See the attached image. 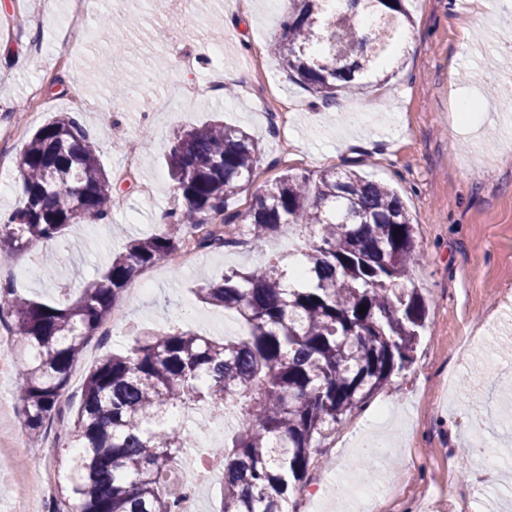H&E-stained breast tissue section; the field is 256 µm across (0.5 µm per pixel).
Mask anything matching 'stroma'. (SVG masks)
I'll return each mask as SVG.
<instances>
[{"mask_svg":"<svg viewBox=\"0 0 512 512\" xmlns=\"http://www.w3.org/2000/svg\"><path fill=\"white\" fill-rule=\"evenodd\" d=\"M87 23L97 39L64 41L59 22L72 0H0V128L17 137L0 175L9 182L0 194V213L22 204L16 160L32 134L54 113L76 114L93 142L104 169L122 191L104 224H76L62 239H43L16 255L0 275L11 278L28 298L55 302V283L70 298L103 273L129 239L158 228V212L173 207L165 155L176 133L221 119L257 137L264 151L252 181L229 201L246 213L255 196L270 188L283 170L318 175L351 168L386 183L405 202L415 226L422 260L410 271L408 287L421 289L427 319L413 363L395 375L358 415L346 419L325 440L321 469L310 472L313 494L300 512H356L365 486L383 502V512L424 507L435 512L446 481L469 491L478 465L472 460L471 423L497 421L487 448L498 467L486 481L480 512H512V158L503 143L512 139V110L502 101L512 88V68L501 61L512 53V12L498 0H404L417 44L405 65L384 85L361 94L337 95L332 104L316 100L279 74L269 44L287 12L288 0H251L245 10L225 13L219 0H195V23L176 10L155 8L147 0H103ZM190 49L198 62L193 73L176 68V49ZM111 59L126 84L140 83L139 97L117 91L100 73ZM246 74L248 85L233 94L218 91L190 96L155 113L148 101L163 96L174 80L205 83L212 70ZM263 85L274 105L291 103L286 130L292 146L281 155L265 110L251 85ZM39 99H31L32 88ZM475 95L485 111L475 132L451 127L458 97ZM137 147V165L128 170L123 134ZM481 168L470 179L467 169ZM306 229L289 225L262 250L206 252L193 267L162 264L144 270L128 285L113 314L116 334L97 335L74 367L61 399L64 420L50 435L69 440V418L76 411L85 372L104 355L133 344L140 331L176 326L216 341L239 336L244 325L234 311L204 303L199 286L233 269L251 270L270 256H285L304 246ZM57 256L53 278L41 277L35 262ZM481 343L462 345L471 322L484 313ZM27 350L21 338L0 347V397L9 417L0 422V512H13L23 482L41 477L57 487L63 475L56 457L31 447L16 393L17 367ZM382 424L397 443L392 457L361 465L355 450L358 431Z\"/></svg>","mask_w":512,"mask_h":512,"instance_id":"stroma-1","label":"stroma"}]
</instances>
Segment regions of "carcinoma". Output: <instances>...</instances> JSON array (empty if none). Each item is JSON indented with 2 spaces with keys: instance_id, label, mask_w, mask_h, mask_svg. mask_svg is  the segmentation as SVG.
<instances>
[{
  "instance_id": "carcinoma-1",
  "label": "carcinoma",
  "mask_w": 512,
  "mask_h": 512,
  "mask_svg": "<svg viewBox=\"0 0 512 512\" xmlns=\"http://www.w3.org/2000/svg\"><path fill=\"white\" fill-rule=\"evenodd\" d=\"M367 7L375 20L361 35L356 15L332 10L330 0H288L273 43L288 79L325 103L380 80L408 13L403 0ZM261 157L254 137L219 121L176 135L166 160L182 204L170 210L173 223L212 227L198 240L206 251L238 244L225 231L238 219L257 249L285 224L305 226L317 237L300 251L309 285H285L279 259L232 270L198 295L236 312L246 335L217 342L190 330L150 333L95 364L50 512H177L164 485L189 447L190 428L167 413L183 408L215 421L230 403L239 410L236 427L205 452L224 469L219 512H287L321 441L411 363L426 305L417 289L403 287L422 259L403 200L351 169L314 179L287 170L245 215L227 212ZM17 168L24 200L0 219V257L107 219L119 191L68 112L33 133ZM180 245L168 229L130 240L74 301L38 302L0 285V321L9 319L30 352L18 375L32 437L60 415L74 363L131 279Z\"/></svg>"
}]
</instances>
